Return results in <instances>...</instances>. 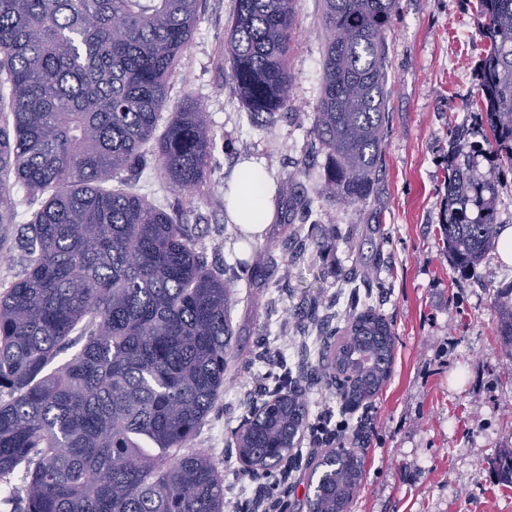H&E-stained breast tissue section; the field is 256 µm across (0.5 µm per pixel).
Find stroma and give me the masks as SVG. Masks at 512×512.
<instances>
[{"label":"stroma","instance_id":"1","mask_svg":"<svg viewBox=\"0 0 512 512\" xmlns=\"http://www.w3.org/2000/svg\"><path fill=\"white\" fill-rule=\"evenodd\" d=\"M478 0H398L387 33L390 68L387 132L376 178L364 201L320 197L325 155L313 134L326 33L321 0H295L296 37L288 57L295 77L287 109L269 128L246 114L224 54L234 0H205L190 46L169 80L167 111L192 97L215 134L206 181L185 194L142 178L140 193L181 209L209 266L261 271L234 292L231 353L224 391L191 448L224 476V512H306L315 457L328 435L304 432L280 494L262 477L240 479L233 434L265 400L263 376L286 360L311 415H342L341 440L364 462L349 512H512V484L501 454L512 450V352L499 334V310L512 301V266L486 253L457 267L440 228L445 222L452 130L471 128L484 45ZM242 156L262 159L275 182L293 178L312 209L276 199L277 216L250 247L224 210V181ZM372 307L395 336L391 372L368 404L343 410L321 366L335 345L331 329Z\"/></svg>","mask_w":512,"mask_h":512}]
</instances>
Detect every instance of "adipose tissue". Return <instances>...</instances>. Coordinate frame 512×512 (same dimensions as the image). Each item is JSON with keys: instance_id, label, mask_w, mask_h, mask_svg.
Segmentation results:
<instances>
[{"instance_id": "1", "label": "adipose tissue", "mask_w": 512, "mask_h": 512, "mask_svg": "<svg viewBox=\"0 0 512 512\" xmlns=\"http://www.w3.org/2000/svg\"><path fill=\"white\" fill-rule=\"evenodd\" d=\"M273 193V182L263 165L246 160L235 171L224 198L234 223L243 232L258 234L274 220Z\"/></svg>"}]
</instances>
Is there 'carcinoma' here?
<instances>
[{
	"mask_svg": "<svg viewBox=\"0 0 512 512\" xmlns=\"http://www.w3.org/2000/svg\"><path fill=\"white\" fill-rule=\"evenodd\" d=\"M481 141L451 132L443 225L472 267L497 238L490 151L512 165V0H480ZM202 0H0V245L28 256L0 292V480L19 467L13 512H224V477L187 448L224 391L234 289L207 267L191 228L133 185L151 172L176 191L205 181L211 122L191 97L164 115L168 79ZM396 0H323L322 90L313 132L326 157L318 194L365 199L385 140L386 34ZM294 0H236L224 52L250 119L288 106ZM164 131L156 135L160 121ZM23 203L39 208L17 222ZM121 184L106 189L109 181ZM297 210L312 200L290 180ZM82 348L54 370L73 333ZM395 337L383 315L357 313L331 358L336 396L356 405L389 376ZM276 402L234 434L242 479L277 474L306 430L308 405L287 376ZM307 512H348L361 456L338 446L315 465Z\"/></svg>",
	"mask_w": 512,
	"mask_h": 512,
	"instance_id": "obj_1",
	"label": "carcinoma"
}]
</instances>
